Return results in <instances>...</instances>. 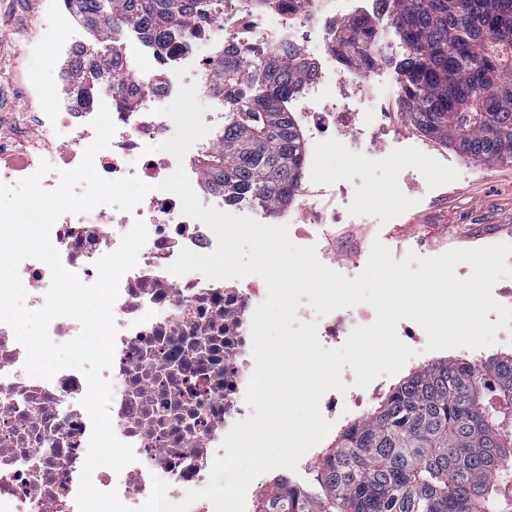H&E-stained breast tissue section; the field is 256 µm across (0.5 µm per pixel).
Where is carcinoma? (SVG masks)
<instances>
[{"mask_svg":"<svg viewBox=\"0 0 512 512\" xmlns=\"http://www.w3.org/2000/svg\"><path fill=\"white\" fill-rule=\"evenodd\" d=\"M93 39L65 61L76 110L107 80L128 109L148 82L126 68L116 45L134 30L159 49L169 34H194L209 0H63ZM408 45L400 61L401 110L426 135L484 163L512 160V0H383ZM368 21L341 27L337 50L351 69L371 63ZM310 67L275 54L245 70L232 57L214 81L240 98L224 136L197 162L224 199L250 196L277 212L301 178L303 143L288 113ZM315 482L276 477L255 512H512V354L442 360L404 378L336 437L314 466Z\"/></svg>","mask_w":512,"mask_h":512,"instance_id":"cac0c4a2","label":"carcinoma"}]
</instances>
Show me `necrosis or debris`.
Wrapping results in <instances>:
<instances>
[{
  "instance_id": "necrosis-or-debris-1",
  "label": "necrosis or debris",
  "mask_w": 512,
  "mask_h": 512,
  "mask_svg": "<svg viewBox=\"0 0 512 512\" xmlns=\"http://www.w3.org/2000/svg\"><path fill=\"white\" fill-rule=\"evenodd\" d=\"M359 19L372 20L380 32L392 24L381 0H310L293 14L253 0H224L222 7L201 13L193 38L173 35L165 50L150 49L140 63V75L155 85L150 104L128 110L119 95L109 94L72 112L60 101L35 116L23 113L14 129L0 133V180L31 176L47 154L53 170L42 184L52 189L59 171L80 164L94 139L91 122L100 107H107L116 131L109 148L94 158L96 172L107 180L132 175L152 187L132 211L101 205L86 214H65L50 234L64 266L90 284L97 278L96 261L118 247L135 220L148 228L137 265L120 280L113 305L114 363L104 373L112 392V429L132 446L135 460L119 472L103 466L93 473L98 489L117 491L128 507L149 499L157 477L169 483L174 501L187 488L206 486L224 437L253 413L245 401L254 369L251 321L266 297L256 276L210 281L197 272L169 273L181 248L209 252L216 238L204 223L182 215L175 195L156 189L177 162L158 148L174 125L155 115L153 106L176 96L180 85L196 84L211 101L203 119L212 131L194 150L208 153L224 133L225 112L237 105L215 85L216 64L228 53L249 66L290 51L314 67L293 102L302 135L312 142L301 165L315 168L335 151L339 136L362 135L375 115L387 110L373 85L379 63L351 74L336 66V31ZM181 67L189 68V75L176 77ZM62 129L68 133L64 142L56 136ZM298 192L305 199L302 207L275 213L276 224L293 227L296 238L309 241L311 226L339 223L335 206L322 198V186L305 181ZM297 315L316 321L318 338L330 349L375 319L360 306L321 318L303 306ZM25 358L12 329L0 323V512H79L76 497L92 432L81 404L87 381L75 370L49 380L31 377ZM342 379L348 390L324 394L320 410L326 421L345 427L384 395L390 378L381 376L361 388L347 368Z\"/></svg>"
}]
</instances>
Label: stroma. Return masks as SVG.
<instances>
[{"instance_id":"obj_1","label":"stroma","mask_w":512,"mask_h":512,"mask_svg":"<svg viewBox=\"0 0 512 512\" xmlns=\"http://www.w3.org/2000/svg\"><path fill=\"white\" fill-rule=\"evenodd\" d=\"M45 0H0V126L9 127L17 112H36L62 85L44 81L32 89L29 78L44 62L26 39L48 19ZM373 136L365 129L359 141L342 137L336 151L310 173L318 183L342 182L351 189L369 185L363 211L346 196L336 199L344 221L336 227L334 271L354 278L365 267L374 240L394 259H403L414 240L426 241L425 256L452 249L512 243V162L482 164L426 136L410 119L400 135L386 138L381 161L367 165Z\"/></svg>"}]
</instances>
